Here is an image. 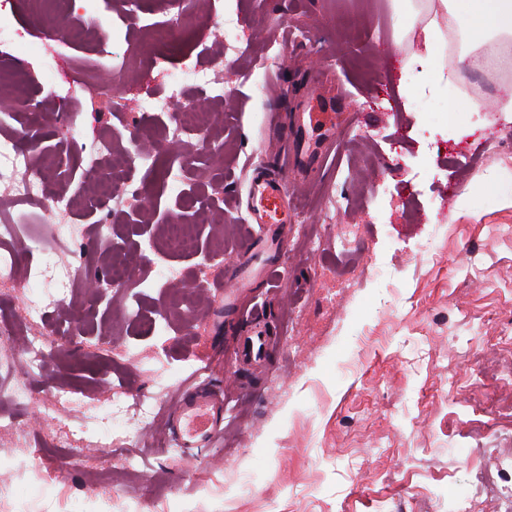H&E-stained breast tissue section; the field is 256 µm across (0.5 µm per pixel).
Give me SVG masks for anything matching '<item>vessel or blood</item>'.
<instances>
[{"label":"vessel or blood","mask_w":512,"mask_h":512,"mask_svg":"<svg viewBox=\"0 0 512 512\" xmlns=\"http://www.w3.org/2000/svg\"><path fill=\"white\" fill-rule=\"evenodd\" d=\"M336 127L329 105L316 101L309 112L304 113L301 133L318 137L332 132ZM288 189L277 175L256 177L250 184L248 223L273 224L277 221L279 206L284 205ZM270 339L263 332L240 340L236 360L243 365H257L264 361ZM224 398L207 388L198 387L183 395L178 401V413L171 427V434L179 446L206 448L223 432Z\"/></svg>","instance_id":"vessel-or-blood-1"}]
</instances>
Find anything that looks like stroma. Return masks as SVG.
<instances>
[{"mask_svg": "<svg viewBox=\"0 0 512 512\" xmlns=\"http://www.w3.org/2000/svg\"><path fill=\"white\" fill-rule=\"evenodd\" d=\"M131 20L123 0H96L85 28L52 34L38 13L0 9V21L33 45H0L36 98L8 132H36L65 194L93 192L88 147L111 129L122 148L156 144L126 171L112 202L75 216L76 241L58 265L78 283L101 277L93 240L110 227L125 252L131 294L158 316L155 331L133 327L110 295L97 311L82 300L49 309L76 328L31 376L23 404L0 401L17 430L0 432V481L16 486L0 512H512V151L494 155L493 134H512V116L475 112L460 95L474 80L467 62L447 66L453 84L409 80L405 57L430 18L426 0L402 10L385 0H141ZM234 19L239 51L203 14ZM188 26L175 62L223 60L224 96L213 150L193 135L164 144L169 117L141 116L140 93L162 94L166 78L140 45L146 26ZM105 34L107 52L97 48ZM396 58L382 61L380 40ZM72 70L46 101L52 77L44 49ZM115 73V112L94 111L85 84ZM330 102L336 136L320 169L292 171L267 123L300 149L298 118L314 97ZM194 153L184 165L186 153ZM288 176L294 195L280 224L274 277L226 293L225 265L266 230L246 221L253 167ZM194 225L193 252H163L165 224ZM436 238L441 250L421 255ZM191 288L174 312L162 283ZM242 310L224 320V300ZM273 344L257 368L234 349L254 323ZM224 395V430L197 450L155 443L192 379ZM84 412L65 415L58 389ZM146 401L151 427L129 423ZM138 453V479L87 489V466Z\"/></svg>", "mask_w": 512, "mask_h": 512, "instance_id": "35a3bbf8", "label": "stroma"}]
</instances>
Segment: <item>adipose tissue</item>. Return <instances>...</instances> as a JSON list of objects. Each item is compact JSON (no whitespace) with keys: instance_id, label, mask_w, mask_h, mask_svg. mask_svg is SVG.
Here are the masks:
<instances>
[{"instance_id":"1","label":"adipose tissue","mask_w":512,"mask_h":512,"mask_svg":"<svg viewBox=\"0 0 512 512\" xmlns=\"http://www.w3.org/2000/svg\"><path fill=\"white\" fill-rule=\"evenodd\" d=\"M432 17L416 33L417 47L406 65L419 69L425 82L442 80L437 70L436 50L445 36L440 17L469 18L474 28L488 37L512 35V0H433Z\"/></svg>"}]
</instances>
